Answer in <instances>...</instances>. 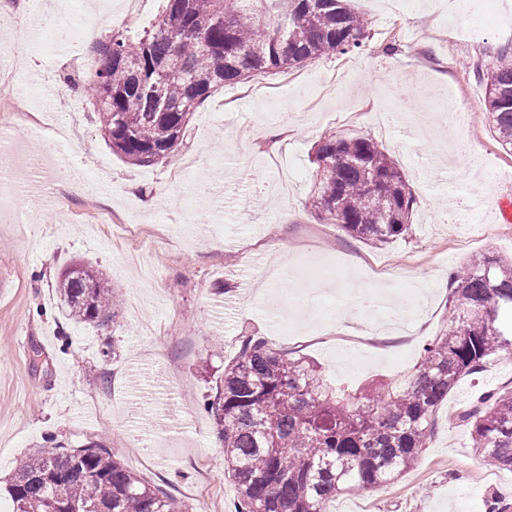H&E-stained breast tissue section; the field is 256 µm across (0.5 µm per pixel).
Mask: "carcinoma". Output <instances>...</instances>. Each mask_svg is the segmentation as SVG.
I'll list each match as a JSON object with an SVG mask.
<instances>
[{
  "label": "carcinoma",
  "mask_w": 512,
  "mask_h": 512,
  "mask_svg": "<svg viewBox=\"0 0 512 512\" xmlns=\"http://www.w3.org/2000/svg\"><path fill=\"white\" fill-rule=\"evenodd\" d=\"M367 29L349 0H166L152 30L136 38L116 31L100 43L71 91L92 103L112 153L149 166L183 143L194 112L218 88L364 51ZM478 78L489 126L512 150V47ZM313 163L309 201L321 222L375 246L405 236L417 199L376 142L324 136ZM452 280L450 327L394 385L349 392L295 352L242 337L206 404L237 512H326L337 493L391 483L416 464L461 378L512 351V259L476 254ZM56 292L76 322L107 323L118 303L86 262L69 265ZM464 418L482 459L512 471V389L482 398ZM9 495L14 512H184L97 443L22 458Z\"/></svg>",
  "instance_id": "1"
}]
</instances>
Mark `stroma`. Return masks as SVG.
I'll list each match as a JSON object with an SVG mask.
<instances>
[{
    "instance_id": "obj_1",
    "label": "stroma",
    "mask_w": 512,
    "mask_h": 512,
    "mask_svg": "<svg viewBox=\"0 0 512 512\" xmlns=\"http://www.w3.org/2000/svg\"><path fill=\"white\" fill-rule=\"evenodd\" d=\"M68 23L97 25L102 36L142 32L163 0L125 18L120 0H55ZM459 0L482 27V42L443 37L448 0H352L370 22L365 53L329 55L282 75L255 76L214 92L194 113L186 142L157 164L132 167L112 153L92 105L63 77L85 43L58 38L32 14L31 0H0V29L26 20L33 36L8 48L9 72L26 83L0 108L51 114L67 132L63 151L72 194L27 216L28 234L0 223V512L22 456L52 445L110 448L129 470L182 500L188 512H234L236 488L223 448L203 411L243 335L295 349L353 388L390 380L418 361L422 346L449 325L448 276L487 252L512 256V233L498 228V201L512 194V151L498 143L474 69L512 46V0ZM68 53H59V46ZM406 79L446 89L449 99L414 95L388 130L374 115ZM376 140L416 190L408 235L381 248L320 223L308 197L314 145L327 133ZM197 164L183 168L185 158ZM180 181H172L176 168ZM139 223L122 246L105 216ZM92 263L119 303L105 325L62 311L56 281L68 265ZM386 287L401 310L390 348L358 357L341 342L363 316L349 291ZM209 363L201 356L212 345ZM512 387V356L463 377L437 412L417 464L394 483L337 495L329 512H486L489 499L512 505V472L484 464L462 414L479 395ZM154 436L151 466L137 440Z\"/></svg>"
}]
</instances>
